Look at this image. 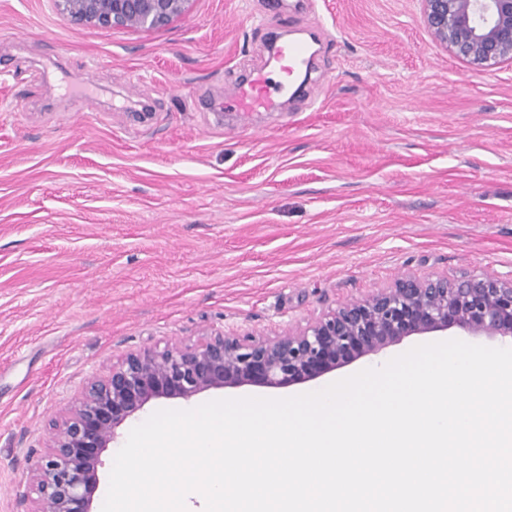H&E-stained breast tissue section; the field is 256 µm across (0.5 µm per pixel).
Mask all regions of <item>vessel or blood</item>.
<instances>
[{
  "label": "vessel or blood",
  "mask_w": 512,
  "mask_h": 512,
  "mask_svg": "<svg viewBox=\"0 0 512 512\" xmlns=\"http://www.w3.org/2000/svg\"><path fill=\"white\" fill-rule=\"evenodd\" d=\"M280 56V70L282 81L271 83L265 72L259 71L245 78L229 101L231 110L241 114L261 112L271 108L276 94L289 91L292 87L291 79L299 67L306 65L307 47L297 41L282 43L278 47Z\"/></svg>",
  "instance_id": "obj_1"
}]
</instances>
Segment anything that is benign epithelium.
Wrapping results in <instances>:
<instances>
[{"mask_svg":"<svg viewBox=\"0 0 512 512\" xmlns=\"http://www.w3.org/2000/svg\"><path fill=\"white\" fill-rule=\"evenodd\" d=\"M54 2L79 26L157 29L188 15L194 0ZM422 2L425 26L454 57L483 69L512 64V0ZM450 329L512 341V276L405 275L272 337L205 333L192 344L129 352L52 421L41 463L20 494L24 512H92L103 454L154 400L189 401L242 386L285 388L379 355L406 337Z\"/></svg>","mask_w":512,"mask_h":512,"instance_id":"1","label":"benign epithelium"}]
</instances>
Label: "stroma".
Masks as SVG:
<instances>
[{
  "mask_svg": "<svg viewBox=\"0 0 512 512\" xmlns=\"http://www.w3.org/2000/svg\"><path fill=\"white\" fill-rule=\"evenodd\" d=\"M421 0H194L158 29L0 0V512L49 422L125 353L306 325L405 274H512V65L449 54ZM312 52L303 95L224 109L268 39ZM410 336L288 388L320 390Z\"/></svg>",
  "mask_w": 512,
  "mask_h": 512,
  "instance_id": "1",
  "label": "stroma"
}]
</instances>
